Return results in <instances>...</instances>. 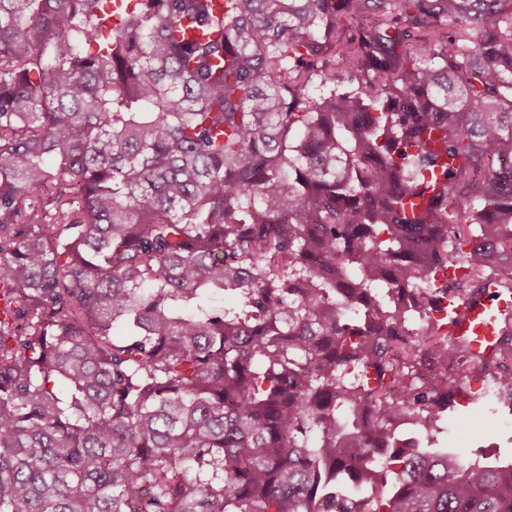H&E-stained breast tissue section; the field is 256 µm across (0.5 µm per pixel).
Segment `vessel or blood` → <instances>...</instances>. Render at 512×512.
<instances>
[{
    "mask_svg": "<svg viewBox=\"0 0 512 512\" xmlns=\"http://www.w3.org/2000/svg\"><path fill=\"white\" fill-rule=\"evenodd\" d=\"M512 308V298L489 288L484 296L455 308L448 331L461 339L476 356L490 358L496 352L497 315Z\"/></svg>",
    "mask_w": 512,
    "mask_h": 512,
    "instance_id": "vessel-or-blood-1",
    "label": "vessel or blood"
}]
</instances>
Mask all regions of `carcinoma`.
Masks as SVG:
<instances>
[{"label":"carcinoma","instance_id":"carcinoma-1","mask_svg":"<svg viewBox=\"0 0 512 512\" xmlns=\"http://www.w3.org/2000/svg\"><path fill=\"white\" fill-rule=\"evenodd\" d=\"M209 2L0 0V512H512V0ZM484 296L453 309L454 320L448 332L461 339L469 350L480 358H491L496 352L498 313L512 308V298L503 297L490 285ZM446 412L441 424L443 429L434 432L433 448H454L469 456L474 450H481L483 455L496 458L502 462L512 461V425L506 424L512 419V403L508 401H482L475 405L478 408L483 425L475 423L472 417L474 407L468 401Z\"/></svg>","mask_w":512,"mask_h":512}]
</instances>
